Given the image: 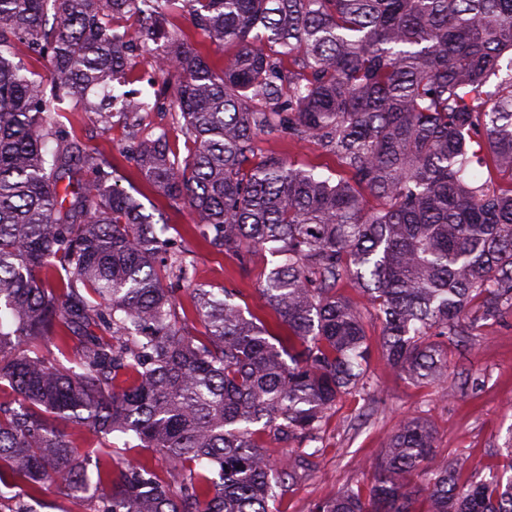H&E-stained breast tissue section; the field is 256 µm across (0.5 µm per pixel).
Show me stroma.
Returning a JSON list of instances; mask_svg holds the SVG:
<instances>
[{
	"label": "stroma",
	"instance_id": "35a3bbf8",
	"mask_svg": "<svg viewBox=\"0 0 512 512\" xmlns=\"http://www.w3.org/2000/svg\"><path fill=\"white\" fill-rule=\"evenodd\" d=\"M55 107L65 127L88 148L115 152L123 187L137 188L146 209L160 210L167 223L179 229L181 237L176 244L191 252L195 283L239 289L244 306L256 307V289L268 255L259 254L248 271H240L234 258L207 248L196 235V214L156 196L134 166L118 153L134 137L158 127L168 128L171 143L183 149L184 140L172 129L168 113H151L147 125L136 130L119 122L105 129L94 113L74 111L69 100L56 102ZM341 293L364 316L372 349L370 389L343 396L329 411L316 441L319 453L313 466L299 472L284 488L276 504L278 512H311L315 503L342 490L368 487L372 481L370 465L382 456L391 435L407 417H417L432 428L437 461L461 458L470 473H484L506 464L504 442L512 434V313L485 322L466 351L449 350L444 382L418 385L387 364L378 343L381 324L366 297L349 283ZM461 381L467 384L465 393L448 398L449 385Z\"/></svg>",
	"mask_w": 512,
	"mask_h": 512
}]
</instances>
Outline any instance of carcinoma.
<instances>
[{
  "mask_svg": "<svg viewBox=\"0 0 512 512\" xmlns=\"http://www.w3.org/2000/svg\"><path fill=\"white\" fill-rule=\"evenodd\" d=\"M183 12L232 55L204 57L168 25ZM123 17L140 21L134 45ZM16 43L52 62L53 98L105 126L137 128L166 106L186 156L163 129L125 158L241 270L269 253L258 291L275 323L235 288L194 283L112 155L66 130L37 74L10 59ZM135 50L163 77L150 107L115 95ZM268 135L313 143L336 168L260 157ZM494 171L512 180V0H0L8 512L50 486L74 512H274L284 477L319 449L278 468L265 439L312 442L342 396L367 389L371 346L341 283L381 320L389 366L420 384L443 378L448 347L512 311V183L482 179ZM76 428L104 441L84 449ZM113 435L165 458L169 479L118 457ZM433 448L426 424L403 420L367 492L311 512H414L415 472L428 512H512V474L465 478Z\"/></svg>",
  "mask_w": 512,
  "mask_h": 512,
  "instance_id": "cac0c4a2",
  "label": "carcinoma"
}]
</instances>
